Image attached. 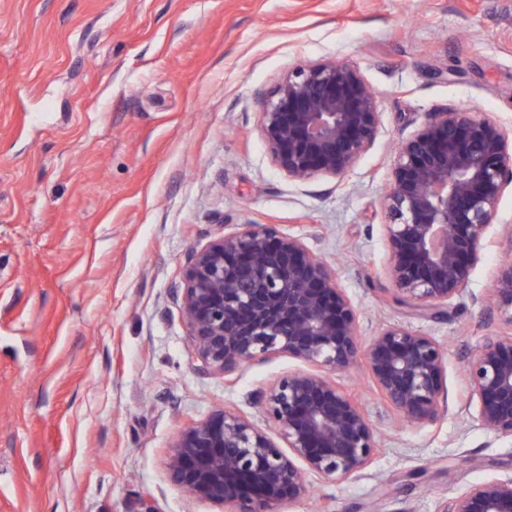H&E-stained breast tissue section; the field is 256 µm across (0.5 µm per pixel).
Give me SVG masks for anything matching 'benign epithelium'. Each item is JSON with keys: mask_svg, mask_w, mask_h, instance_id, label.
<instances>
[{"mask_svg": "<svg viewBox=\"0 0 512 512\" xmlns=\"http://www.w3.org/2000/svg\"><path fill=\"white\" fill-rule=\"evenodd\" d=\"M378 125L376 93L349 62L294 67L260 112L273 163L299 182L343 177L373 145ZM511 183L512 130L499 122L446 108L401 139L382 197L396 302L417 311L448 307L467 287ZM184 280L176 300L209 371L226 376L284 353L336 372L363 356L399 418L425 426L450 410L442 344L392 324L361 347L336 272L276 224H244L192 250ZM491 296L507 330L486 337L466 360L467 408L482 428L512 439V262L494 272ZM255 404L275 436L235 408L218 410L180 432L169 451L171 481L232 512H273L309 496L308 475L349 478L379 452L372 421L319 371L279 377ZM439 512H512V475L465 487Z\"/></svg>", "mask_w": 512, "mask_h": 512, "instance_id": "7a95c632", "label": "benign epithelium"}]
</instances>
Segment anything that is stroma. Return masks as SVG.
Here are the masks:
<instances>
[{
    "label": "stroma",
    "instance_id": "obj_1",
    "mask_svg": "<svg viewBox=\"0 0 512 512\" xmlns=\"http://www.w3.org/2000/svg\"><path fill=\"white\" fill-rule=\"evenodd\" d=\"M326 59L377 90L378 134L344 177L301 183L259 114L289 69ZM447 106L512 126V0H0V512H228L170 480L174 440L226 406L261 422L252 396L306 364L203 371L172 293L192 248L248 223L335 267L362 342L399 323L448 350L452 408L425 427L364 363L336 373L381 451L275 512H438L512 472V440L464 409L492 275L512 262V187L444 317L386 298L394 149Z\"/></svg>",
    "mask_w": 512,
    "mask_h": 512
}]
</instances>
